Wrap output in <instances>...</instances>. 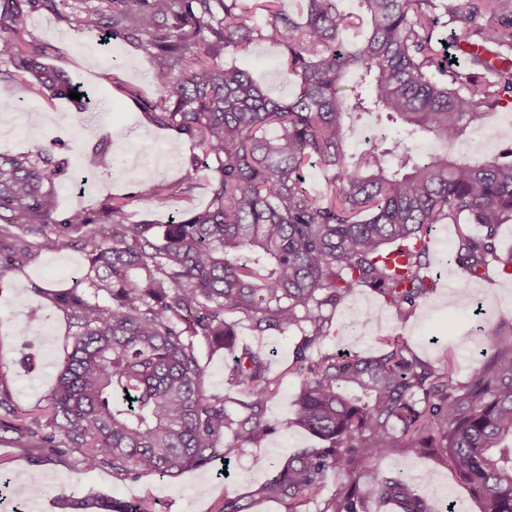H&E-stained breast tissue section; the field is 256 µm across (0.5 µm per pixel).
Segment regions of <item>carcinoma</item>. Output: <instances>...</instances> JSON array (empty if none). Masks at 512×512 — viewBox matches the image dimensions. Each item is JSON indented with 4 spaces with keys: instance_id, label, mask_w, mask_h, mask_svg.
I'll return each mask as SVG.
<instances>
[{
    "instance_id": "obj_1",
    "label": "carcinoma",
    "mask_w": 512,
    "mask_h": 512,
    "mask_svg": "<svg viewBox=\"0 0 512 512\" xmlns=\"http://www.w3.org/2000/svg\"><path fill=\"white\" fill-rule=\"evenodd\" d=\"M55 2L0 6V79L13 80L4 97L13 112L29 93L54 100L74 91L25 40L31 9ZM356 2L352 11L341 0H303L296 17L281 0L251 8L240 0H101L72 13L78 26L105 32L108 42H136L154 61L159 96L148 117L198 144L191 165L210 173V200L167 224L127 221L121 195L98 219L83 209L59 219L55 173L43 164L52 144L0 154V236L14 239L11 262L30 250L10 230L16 220L45 252L65 249L66 232L81 233L89 259L79 285L59 296L77 331L49 396L53 432L38 447H55L59 436L88 470L175 477L302 427L319 444L270 462L249 500L226 495L218 512H248L259 500L301 512L334 469L346 478L320 512H372V503L389 501L398 512H436L402 472L383 468L404 449L451 466L480 512H512V345L496 342L465 381L399 335L373 355L322 353L309 364L336 306L357 290L376 292L401 317L429 294L433 224L456 225L454 260L469 277L492 266L512 275V252L498 243L500 226L512 221V143L480 162L448 153L512 102V0ZM441 28L450 29L446 43L436 38ZM259 41L282 47L283 72L297 79L293 96L270 97L236 65ZM451 49L468 64H448ZM350 73L369 81L367 92L344 90ZM361 112L384 114L399 130L353 157L348 119ZM421 135L435 140L432 151H414ZM308 164L326 172L325 191L306 185ZM179 190L148 183L142 196L161 207ZM241 322L257 336L300 333L291 417L267 418L279 382L270 353L237 340ZM199 341L226 351L238 396L206 394ZM0 408L19 439L37 436L1 399ZM93 509L150 512L145 500L117 498H98Z\"/></svg>"
}]
</instances>
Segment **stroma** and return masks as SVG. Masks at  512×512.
<instances>
[{"label": "stroma", "mask_w": 512, "mask_h": 512, "mask_svg": "<svg viewBox=\"0 0 512 512\" xmlns=\"http://www.w3.org/2000/svg\"><path fill=\"white\" fill-rule=\"evenodd\" d=\"M76 0H58L56 7L33 10L28 39L38 47L42 66L64 73L80 89L94 90L92 103L78 109L66 100L30 97L23 111L10 122H0V153L32 152L44 141L55 140L49 169L57 170L56 210L75 208L99 212L115 194H127L129 221L167 223L205 206L206 175L194 171L191 158L197 149L186 136L153 125L144 109L156 96L152 64L142 50L124 40L104 45L97 31L70 20ZM237 63L248 70L273 96L291 95L294 85L280 74L279 46L259 42ZM104 147L105 163L78 180L79 155ZM150 182L183 183L188 190L168 207L159 208L142 196ZM433 290L407 319H399L382 298L364 288L339 304L330 333L321 348L328 352H375L383 336H405L419 357L436 364L451 362L459 379L469 378L479 360L491 353L478 338L476 326L508 334L512 331V277L489 269L486 278L466 280L453 258L455 228L433 225L430 232ZM87 257L80 243L55 254L32 250L20 266L0 276V398L22 414L42 413L58 375V362L72 342L75 328L55 295L80 279ZM467 283L465 294L457 286ZM27 339H18L19 330ZM360 341H353V334ZM240 341L272 351L271 368L280 376L279 393L267 410L270 421L291 415L298 392L297 379L287 368L300 340L293 332L253 335L248 324L238 328ZM315 439L300 429L270 435L228 465L192 469L177 477L140 473L116 477L111 467H84L78 453L56 448L45 454L19 445L15 434L0 428V485L24 478L41 488L34 505L0 498V512H59L62 497L111 496L150 502L152 512H215L225 496L249 491L268 461L288 457L313 445ZM407 473L416 492L439 507L455 506L480 512L468 485L429 454L398 453L383 463Z\"/></svg>", "instance_id": "obj_1"}]
</instances>
